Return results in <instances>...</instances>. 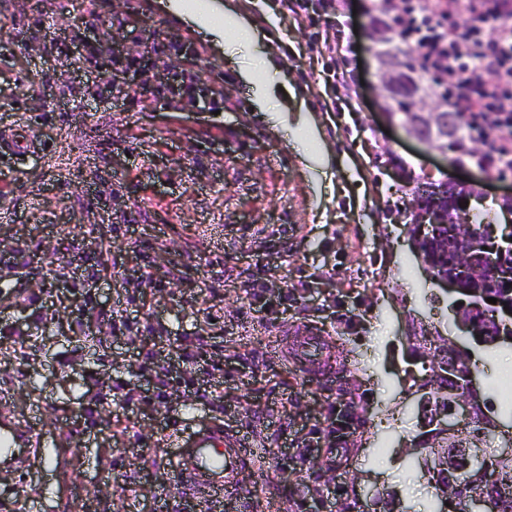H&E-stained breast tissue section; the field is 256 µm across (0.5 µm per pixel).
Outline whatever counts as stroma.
<instances>
[{
  "instance_id": "stroma-1",
  "label": "stroma",
  "mask_w": 512,
  "mask_h": 512,
  "mask_svg": "<svg viewBox=\"0 0 512 512\" xmlns=\"http://www.w3.org/2000/svg\"><path fill=\"white\" fill-rule=\"evenodd\" d=\"M373 0H357V50L322 54L332 32L329 0H312L302 21L283 17L280 0H238L262 33L211 38L163 9L160 0H97L105 23L123 19L124 46L177 32L190 38L194 78L224 90L218 112L188 99H104L96 68L64 67L60 56L95 37L67 0H0V142L28 150L4 160L0 191V413L18 427L38 420L52 463L20 459L0 471V506L32 512H169L184 503L165 469L166 410L200 407L247 436L255 452L237 493L246 512H289L312 500L319 481L363 512L374 489L398 493V512H429L434 490L411 453L420 432L413 392L426 373L412 359L413 323L470 349L469 366L499 431L512 433L501 381L512 370V339L478 343L448 308L445 288L416 264L405 226L408 176L391 156L436 180L478 181L471 212L498 211L512 177L495 180L469 162L386 128L372 90L373 50L365 32ZM285 57L261 83L243 72L260 55ZM350 72L348 87L322 73ZM291 86L293 95L282 92ZM47 99L26 109V92ZM355 111H343L345 98ZM285 111L302 146H292L261 107ZM70 158L57 165L59 152ZM139 327L138 342L112 332V317ZM323 331L349 366L358 408L339 469L327 456L301 457L308 432L326 431L336 381L306 373L288 350V331ZM22 342L10 339L11 331ZM155 350L151 361L140 352ZM195 359L183 363L185 354ZM191 372L211 396L173 386L164 403L119 406L117 381L148 388L157 376ZM42 469V485L24 479Z\"/></svg>"
}]
</instances>
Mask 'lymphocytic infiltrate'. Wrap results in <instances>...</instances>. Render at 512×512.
Here are the masks:
<instances>
[{"instance_id":"f902f5d3","label":"lymphocytic infiltrate","mask_w":512,"mask_h":512,"mask_svg":"<svg viewBox=\"0 0 512 512\" xmlns=\"http://www.w3.org/2000/svg\"><path fill=\"white\" fill-rule=\"evenodd\" d=\"M421 60L422 78L466 116L471 141L512 173V0H378ZM469 25L456 35L459 17Z\"/></svg>"}]
</instances>
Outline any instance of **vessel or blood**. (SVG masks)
<instances>
[{
  "mask_svg": "<svg viewBox=\"0 0 512 512\" xmlns=\"http://www.w3.org/2000/svg\"><path fill=\"white\" fill-rule=\"evenodd\" d=\"M296 362L315 375L327 372L328 351L323 335L302 330L292 339ZM165 464L181 482L199 512H222L224 494L239 483L240 474L251 466L245 437L229 434L223 424L188 422L180 416L168 436ZM46 458L47 450L37 424L19 429L0 419V469L13 468L22 457Z\"/></svg>",
  "mask_w": 512,
  "mask_h": 512,
  "instance_id": "b4317fda",
  "label": "vessel or blood"
}]
</instances>
